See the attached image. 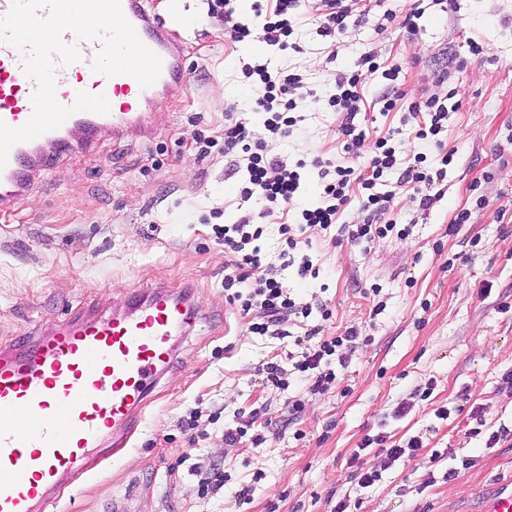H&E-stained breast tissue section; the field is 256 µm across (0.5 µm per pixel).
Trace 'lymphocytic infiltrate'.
<instances>
[{
	"label": "lymphocytic infiltrate",
	"mask_w": 512,
	"mask_h": 512,
	"mask_svg": "<svg viewBox=\"0 0 512 512\" xmlns=\"http://www.w3.org/2000/svg\"><path fill=\"white\" fill-rule=\"evenodd\" d=\"M306 6V0H275V8L265 25V40L268 45L287 49V39L293 32V22ZM255 89L257 107L267 112L266 127L271 134L283 136L295 126L293 112L296 94L303 82L297 74H271L261 64L243 69ZM360 74L341 75L336 79V92L328 100L329 107L343 116L339 132L343 137L345 152L355 154L364 146L367 134L358 129L353 117L359 110L356 87ZM224 150L231 153L242 151L246 159L248 178L241 190L244 199L259 197L268 203L288 206L301 189V171L313 166L322 187L320 202L303 209L294 223L285 224L281 232L289 251L300 255L297 266L299 276L313 274V263L305 249L309 245L308 230L333 231L334 242L348 240L362 245L375 237H384L395 229L394 224L377 223L376 218L388 201V194L378 192L377 184L384 172L395 167V151L381 139L375 141L373 154L362 168L338 166L328 168L326 162L316 159L312 163L297 161L294 167L284 166L271 157L267 145L255 141L245 122L235 121L224 127ZM360 184L363 191V209L367 218L361 224H338L337 217L348 203L352 184ZM263 233L259 225L241 220L221 230L224 246L230 254L229 271L224 275V295L230 302L239 304L240 313L246 321L249 333L265 336L277 335L290 317L308 316V305L297 302L287 288L273 277L260 275L264 257L258 245ZM309 341L302 347L295 362L297 372L310 380L311 393L327 390L337 379L335 365H346L349 356L358 347L361 336L357 328H350L346 335L321 337L319 328L308 330Z\"/></svg>",
	"instance_id": "obj_1"
}]
</instances>
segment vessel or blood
<instances>
[{
    "mask_svg": "<svg viewBox=\"0 0 512 512\" xmlns=\"http://www.w3.org/2000/svg\"><path fill=\"white\" fill-rule=\"evenodd\" d=\"M122 12L140 40L162 62L157 81L146 88L129 75L105 76L92 64L99 42L62 35L80 54L57 65L55 98L72 105L78 92L105 95V114L78 112L62 125L14 145L0 168V212L15 209L58 160L95 144L102 130L114 137L150 124L155 96L178 95L189 77L175 28L190 18L149 11L145 0H120ZM24 57L0 40V121L17 128L32 113L35 89L22 68ZM192 286L172 292L154 283L134 289L123 311L92 307L64 320L52 333H34L0 350V512H36L51 492L82 483L123 445L143 408L175 364V344L198 317ZM30 417L31 427L20 428ZM482 512H512V484L497 486Z\"/></svg>",
    "mask_w": 512,
    "mask_h": 512,
    "instance_id": "1",
    "label": "vessel or blood"
}]
</instances>
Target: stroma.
Here are the masks:
<instances>
[{
    "instance_id": "35a3bbf8",
    "label": "stroma",
    "mask_w": 512,
    "mask_h": 512,
    "mask_svg": "<svg viewBox=\"0 0 512 512\" xmlns=\"http://www.w3.org/2000/svg\"><path fill=\"white\" fill-rule=\"evenodd\" d=\"M459 4L453 12L443 0H358L346 29L324 38L321 4L310 0L282 51L252 38L273 0H234V19L251 31L241 41L211 16L209 0H180L195 19L194 31L176 33L189 82L179 96L154 99L153 129L102 134L16 210L0 212V348L92 304L120 309L131 289L154 282L192 284L201 313L125 447L48 512H104L125 495L132 512H332L342 499L351 512H478L497 483L512 480V434L488 441L500 428L512 431V0ZM417 9L412 34L402 21ZM472 42L481 55L470 54ZM365 54L380 71L362 76L354 122L396 151L380 221L399 230L364 246L311 232L318 274L302 278L282 258L280 227L319 201L310 161L362 167L371 157L369 146L357 157L344 151L341 116L328 106L337 75L357 71ZM254 64L304 79L288 136L272 137L253 109L242 69ZM394 65L398 79L382 78ZM384 92L398 99L388 112L378 102ZM450 94L459 111L440 146H423L412 106ZM236 120L271 155L306 161L288 210L242 198L243 157L224 151V126ZM447 149L454 157L445 165ZM420 152L441 195L427 211L400 182ZM463 211L468 223L449 231ZM245 215L263 227L267 273L311 308L284 338L248 333L224 296L228 257L216 230ZM315 326L327 336L356 327L367 338L317 394L293 366L296 337ZM269 363L287 388L267 383ZM297 399L305 406L295 413ZM243 412L254 413L253 430L225 443V427ZM192 413L199 427L189 432ZM377 434L385 446L362 448ZM413 437L423 443L418 457L388 460L385 447ZM213 465L226 480L206 497L195 470ZM451 467L459 475L448 481ZM364 468L379 474L367 488L358 484ZM245 484L252 491L244 500Z\"/></svg>"
}]
</instances>
